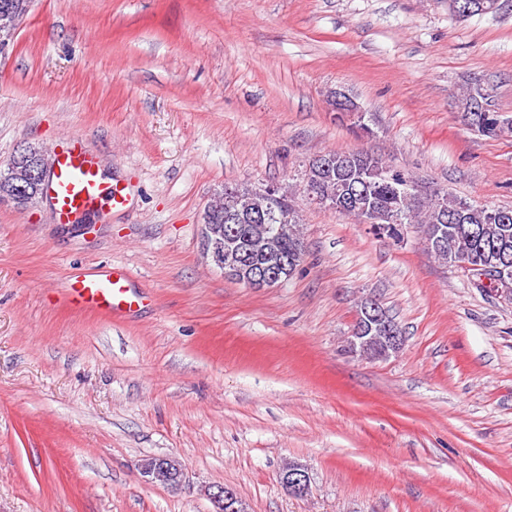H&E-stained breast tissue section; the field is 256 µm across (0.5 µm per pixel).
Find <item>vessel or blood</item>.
<instances>
[{
  "mask_svg": "<svg viewBox=\"0 0 512 512\" xmlns=\"http://www.w3.org/2000/svg\"><path fill=\"white\" fill-rule=\"evenodd\" d=\"M46 196L55 219L61 223L103 206L122 211L130 203L128 185L104 180L98 156L79 140L55 154ZM66 300L110 315L132 312L141 302L139 295L130 293L123 273L117 269L75 278L66 291Z\"/></svg>",
  "mask_w": 512,
  "mask_h": 512,
  "instance_id": "obj_1",
  "label": "vessel or blood"
}]
</instances>
